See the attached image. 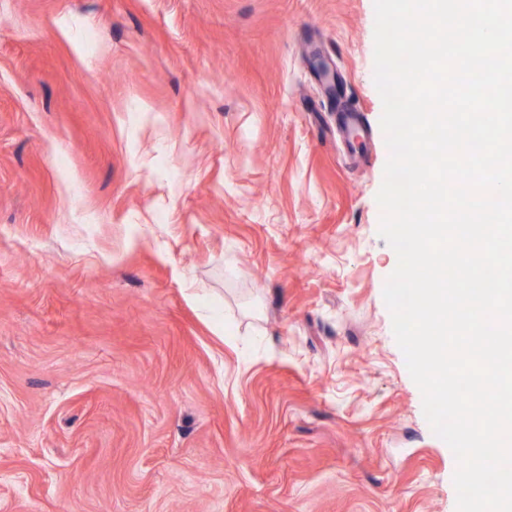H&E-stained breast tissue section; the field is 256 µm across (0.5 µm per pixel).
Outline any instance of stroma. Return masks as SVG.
I'll return each mask as SVG.
<instances>
[{
    "label": "stroma",
    "instance_id": "1",
    "mask_svg": "<svg viewBox=\"0 0 512 512\" xmlns=\"http://www.w3.org/2000/svg\"><path fill=\"white\" fill-rule=\"evenodd\" d=\"M374 29L0 0V512H456L383 299ZM367 118L357 107L350 108L341 115V125L349 145H360L368 135Z\"/></svg>",
    "mask_w": 512,
    "mask_h": 512
}]
</instances>
